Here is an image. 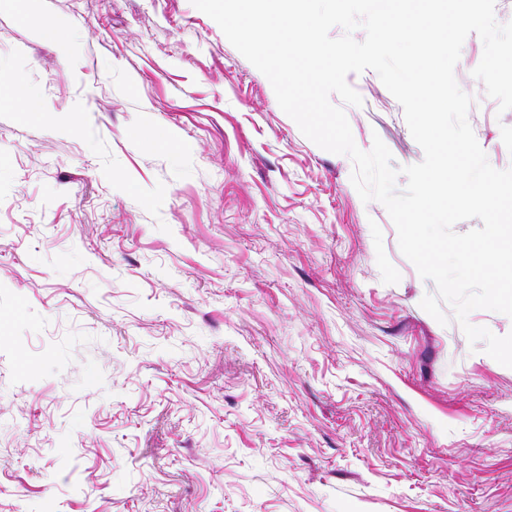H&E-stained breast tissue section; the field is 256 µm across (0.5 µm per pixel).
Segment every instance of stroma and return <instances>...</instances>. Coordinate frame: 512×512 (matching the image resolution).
<instances>
[{
  "mask_svg": "<svg viewBox=\"0 0 512 512\" xmlns=\"http://www.w3.org/2000/svg\"><path fill=\"white\" fill-rule=\"evenodd\" d=\"M28 8L0 0V512H512V368L421 307L351 159L191 0ZM482 53L455 77L505 170ZM347 81L357 146L421 162L379 76Z\"/></svg>",
  "mask_w": 512,
  "mask_h": 512,
  "instance_id": "obj_1",
  "label": "stroma"
}]
</instances>
